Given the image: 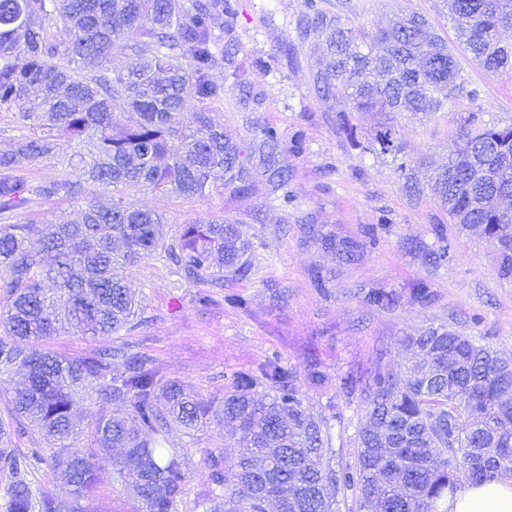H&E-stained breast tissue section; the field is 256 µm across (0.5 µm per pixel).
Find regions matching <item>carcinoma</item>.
<instances>
[{
	"label": "carcinoma",
	"instance_id": "cac0c4a2",
	"mask_svg": "<svg viewBox=\"0 0 512 512\" xmlns=\"http://www.w3.org/2000/svg\"><path fill=\"white\" fill-rule=\"evenodd\" d=\"M445 4L462 21L458 43L484 70L512 68V44L500 39L512 28V0ZM237 14V0H0V112L25 130L0 153V374L25 375L19 388L0 380L12 419L0 422V463L12 475L5 512H87L81 501L107 464L145 512H172L186 493L181 454L165 447L167 435L174 426L188 434L202 428L209 400L123 346L69 357L45 343L143 325L123 276L141 261L163 259L187 281L219 288L250 273L242 225L210 216L168 236L162 216L133 200L145 190L201 199L221 169L223 188L245 195L261 175L288 204V154L300 153L301 136L288 145L279 128L263 124L242 145L224 136L214 107L224 98V85L211 80L220 66L242 109L253 112L265 100L235 63L237 49L220 46L215 33L233 27ZM295 32L301 43L321 36L315 94L327 103L346 90L336 125L364 153L398 158V114L439 112L467 92L457 56L424 15L370 34L307 0ZM114 100L125 110L113 112ZM367 111L385 120L361 142L348 113ZM458 124L432 191L452 222L483 229L499 251L500 276L511 279L512 214L500 202L512 197V124H480L474 113ZM62 141L85 150L63 155ZM49 163L62 165L63 177L35 179ZM100 189L111 194L107 206L96 202ZM64 200L78 207L77 218L17 220L32 204ZM323 245L346 264L360 249L354 240ZM406 340L412 361L404 374L379 356L369 370L339 379L346 402L358 400L367 418L355 433V465L339 469L327 461L328 418L306 406L292 369L269 360L237 373L223 420L248 440L230 484L222 454L207 452L212 486L203 512H267L271 503L278 512H338L350 494L357 512H440L458 488L459 467L475 485L512 471V358L445 327ZM262 386L268 392H258ZM84 396L117 407L86 428L95 445L88 450L75 444L86 429L73 408ZM31 429L46 447H10L12 435ZM42 464L72 487L71 498L28 480Z\"/></svg>",
	"mask_w": 512,
	"mask_h": 512
}]
</instances>
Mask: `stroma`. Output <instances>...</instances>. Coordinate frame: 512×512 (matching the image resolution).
Returning <instances> with one entry per match:
<instances>
[{
  "label": "stroma",
  "mask_w": 512,
  "mask_h": 512,
  "mask_svg": "<svg viewBox=\"0 0 512 512\" xmlns=\"http://www.w3.org/2000/svg\"><path fill=\"white\" fill-rule=\"evenodd\" d=\"M349 2L354 26L367 32L394 17L426 15L448 39H455L442 0H322L338 11ZM305 0H240L232 31L237 59L249 64L258 56L272 58L271 71L251 68L249 80L267 94L257 112L236 108L237 89L225 87L218 105L224 114V134L245 141L253 122L278 126L286 136L303 135L304 151L290 157L293 176L288 207L271 200L265 178L255 180L248 195L222 187L201 201L189 203L151 191L137 194L138 205L163 213L169 231L210 214L241 222L252 247L255 271L228 291L211 289L201 304V285L180 278L173 266L145 260L127 268L124 276L135 289L148 321L129 337H112V345L129 344L148 353L165 376L210 399L220 411L235 375L268 360L293 368L314 414L335 404L331 423V465L352 461L353 437L365 420L357 405L345 404L335 378L366 370L377 351L391 364L402 362L405 336L429 327L445 326L467 336L481 337L504 355L512 356V280L498 275L496 248L480 229L452 224L431 187L448 163V148L457 137V120L468 113L490 124L512 123V71L489 74L471 57H461L463 75L473 96H460L444 112L401 113L397 119L406 161L418 183L419 197H408L391 156L361 152L336 131V115L320 101L312 77L322 62L317 35L299 45V65L286 55L292 23ZM351 238L361 245L358 262L339 263L322 244L323 235ZM448 246L449 260L439 266L425 262L426 250ZM320 275L325 285L315 287ZM425 282L429 302L413 300L412 289ZM382 290L397 304L372 306L369 295ZM240 296L237 307L225 293ZM328 374L329 384L316 389L308 383L311 364ZM179 449L189 477L188 493L175 512H202L198 502L210 486L204 463L207 451L224 455V473L233 475L237 450L222 422L186 436L180 428L168 435ZM90 512H142V503L111 468H102L87 501Z\"/></svg>",
  "instance_id": "stroma-1"
}]
</instances>
